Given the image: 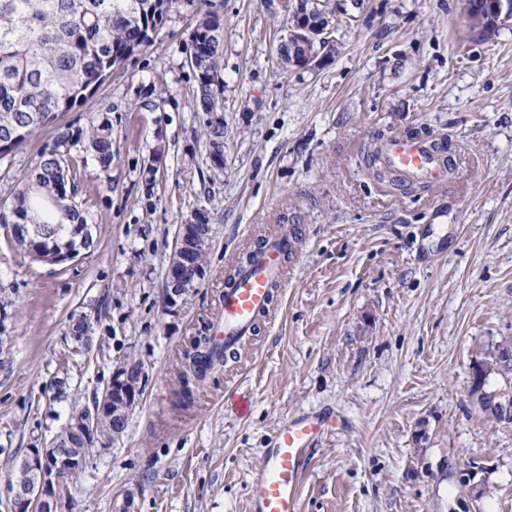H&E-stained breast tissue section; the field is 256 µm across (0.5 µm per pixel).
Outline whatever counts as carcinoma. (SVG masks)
Here are the masks:
<instances>
[{
	"instance_id": "1",
	"label": "carcinoma",
	"mask_w": 512,
	"mask_h": 512,
	"mask_svg": "<svg viewBox=\"0 0 512 512\" xmlns=\"http://www.w3.org/2000/svg\"><path fill=\"white\" fill-rule=\"evenodd\" d=\"M325 2L300 0L303 11L296 13L293 25L304 17L318 19ZM180 4L182 0H0V151L21 148L38 129L94 93L134 51L149 45L151 34ZM223 49L224 18L210 4L186 48L197 82L196 112L223 111ZM81 139L101 167H112L108 118H94L75 133L59 132L53 149L40 155L12 199L0 204V224H44L59 251L78 248L74 226L88 220L69 175L71 148ZM383 139L381 133L372 136L368 165L375 167L377 180L404 186V178L375 162ZM205 344L191 361L199 380L226 363L212 340Z\"/></svg>"
}]
</instances>
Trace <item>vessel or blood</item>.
I'll list each match as a JSON object with an SVG mask.
<instances>
[{
	"label": "vessel or blood",
	"mask_w": 512,
	"mask_h": 512,
	"mask_svg": "<svg viewBox=\"0 0 512 512\" xmlns=\"http://www.w3.org/2000/svg\"><path fill=\"white\" fill-rule=\"evenodd\" d=\"M379 161L400 172L407 182L436 187L447 182L452 159L441 138L392 136L383 143ZM295 247L292 234L267 236L251 261L237 268L233 283L224 289L219 333L213 338L225 353L250 342L259 318L270 307L273 289L285 285L284 258ZM335 427V416L325 412L302 415L280 425L249 483V512H300L299 485L306 463L317 442Z\"/></svg>",
	"instance_id": "b4317fda"
}]
</instances>
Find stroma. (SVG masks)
Returning a JSON list of instances; mask_svg holds the SVG:
<instances>
[{"instance_id": "stroma-1", "label": "stroma", "mask_w": 512, "mask_h": 512, "mask_svg": "<svg viewBox=\"0 0 512 512\" xmlns=\"http://www.w3.org/2000/svg\"><path fill=\"white\" fill-rule=\"evenodd\" d=\"M224 17V166L206 159L186 47L198 12L80 105L0 160V202L61 127L107 115L111 169L72 150L95 244L33 261L0 225V483L11 454L92 406L117 367H141L125 433L92 448L77 512H248L277 428L330 412L301 512H512V424L472 393L474 363L512 342V18L471 33L462 0H329L336 53L283 69L279 0H217ZM446 136V185L389 190L362 149L373 133ZM205 210L206 276L164 303L181 224ZM301 227L299 252L241 362L180 389L175 364L221 312L224 278L261 233ZM90 325L74 356L71 327ZM236 388L247 416L224 403Z\"/></svg>"}]
</instances>
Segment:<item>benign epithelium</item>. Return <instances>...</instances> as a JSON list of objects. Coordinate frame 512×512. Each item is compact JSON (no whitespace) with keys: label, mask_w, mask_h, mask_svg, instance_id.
I'll return each instance as SVG.
<instances>
[{"label":"benign epithelium","mask_w":512,"mask_h":512,"mask_svg":"<svg viewBox=\"0 0 512 512\" xmlns=\"http://www.w3.org/2000/svg\"><path fill=\"white\" fill-rule=\"evenodd\" d=\"M469 7L486 12L492 24L512 17V0H471ZM334 28L335 22L325 13L321 20L307 22L301 30L290 29L281 39L280 52L284 53L288 49L294 51L299 47L307 49L309 68L315 69L325 56L322 45H334L331 36ZM16 235L21 241V248L37 261L63 264L73 260L71 253L63 258L54 249L33 248V241L47 239L42 224H21L16 227ZM193 238L194 234L188 225H182L170 258L166 281V302L171 308L180 305L204 275V265L196 260V256L203 253L206 243L195 242ZM190 265L196 267V275L194 280L186 281L181 277V271ZM138 395L139 378L127 366H120L113 374L112 382L106 388L99 405L75 413L72 428L82 435L85 447L77 449V455L73 456L68 445L54 436L39 447L27 449L21 458V465L36 477V482L27 485L16 477L6 480L0 487V505L5 512H69V477L73 467L83 470L88 468L90 446L94 439L103 434V417L107 414L116 419L124 417L135 406Z\"/></svg>","instance_id":"1"}]
</instances>
